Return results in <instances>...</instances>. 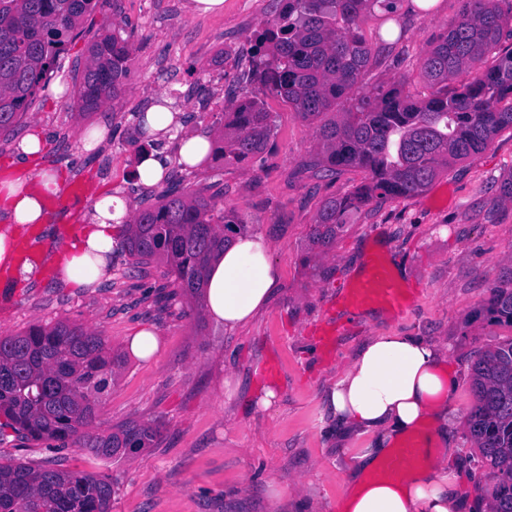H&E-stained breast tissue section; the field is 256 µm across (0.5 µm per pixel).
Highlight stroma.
Instances as JSON below:
<instances>
[{"instance_id": "1", "label": "stroma", "mask_w": 512, "mask_h": 512, "mask_svg": "<svg viewBox=\"0 0 512 512\" xmlns=\"http://www.w3.org/2000/svg\"><path fill=\"white\" fill-rule=\"evenodd\" d=\"M188 0H118L88 14L61 56V70L40 90L14 131L0 134V170L11 167L22 137L42 140L31 170L49 169L84 194L62 193L54 223L82 222L98 195L111 192L130 214L155 203L167 182L145 186L135 178L145 139L136 122L159 95L185 115L187 132L218 140L232 97L258 94L243 77L247 40L272 19L273 0H224L216 15H193ZM458 12L457 0H436L425 11L395 19L366 14L368 43L386 37L392 46L371 60L364 80L386 87L402 82L424 96L422 57ZM130 37V79L114 105L80 112L75 92L91 39L108 23ZM62 86L54 95V86ZM274 121L273 146L249 162L228 165L211 155L202 166L179 168L174 140H165L169 170L190 191L222 193L249 233L266 237L280 274L267 308L237 331L197 313L194 298L156 301L160 264L136 267L127 254L112 257V276L86 289L53 280V265L40 256L43 277H0V336L30 325L65 322L101 333L126 361L99 412L105 427L127 421L157 425L158 439L132 456L102 457L60 449L52 441H28L0 430V463L35 468L52 462L111 480L110 512H337L350 469L367 439L336 438L328 430L326 392L357 347L372 336L404 332L448 345L459 374L449 407L460 456L469 472L461 489L477 498L483 471L467 429L474 397L471 366L478 351L512 336V328L488 322L483 308L489 286L512 265V202L500 187L512 178V130L483 152L454 164L423 193L364 206L328 256L308 259V234L322 203L354 191L362 179L352 170L323 175L314 128L279 98L267 96ZM108 123L102 147L83 149L79 127ZM400 263L395 276L409 304L391 311L382 301L353 303L371 262ZM156 332L149 361L127 354L140 329ZM334 333L331 346L319 342ZM275 399L261 409L266 391Z\"/></svg>"}]
</instances>
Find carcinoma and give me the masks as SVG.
Segmentation results:
<instances>
[{
    "instance_id": "cac0c4a2",
    "label": "carcinoma",
    "mask_w": 512,
    "mask_h": 512,
    "mask_svg": "<svg viewBox=\"0 0 512 512\" xmlns=\"http://www.w3.org/2000/svg\"><path fill=\"white\" fill-rule=\"evenodd\" d=\"M400 0H278L276 17L250 40L246 79L316 124L317 165L330 175L365 173L347 196L321 206L309 249L326 254L351 214L375 199L424 191L455 163L482 152L512 129V0H458L456 19L422 59L431 89L416 98L404 85L369 86L362 75L374 48L360 20ZM100 0H0V132L16 127L33 96L60 66L73 31ZM76 90L79 110L93 112L124 91L131 45L105 30L87 46ZM273 132L265 101L254 95L224 113L218 153L245 163L262 153ZM245 225L214 197L177 189L158 197L125 225L118 245L132 264L165 266L171 286L201 298L211 261ZM486 318L512 327V266L490 287ZM119 357L100 334L81 325L34 324L0 336V426L26 440L87 448L103 456L148 448L159 428L97 422ZM468 413L477 463L476 485L491 512H512V338L482 351L471 374ZM112 482L81 470L0 463V512H109Z\"/></svg>"
}]
</instances>
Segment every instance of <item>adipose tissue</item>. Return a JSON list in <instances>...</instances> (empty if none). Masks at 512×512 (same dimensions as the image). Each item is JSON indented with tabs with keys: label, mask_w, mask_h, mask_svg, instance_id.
<instances>
[{
	"label": "adipose tissue",
	"mask_w": 512,
	"mask_h": 512,
	"mask_svg": "<svg viewBox=\"0 0 512 512\" xmlns=\"http://www.w3.org/2000/svg\"><path fill=\"white\" fill-rule=\"evenodd\" d=\"M42 150L39 137L23 138L16 167L0 172V263L13 261L12 241L24 226L44 220V200L62 183L49 171L29 172L28 159ZM130 217L124 200L100 195L85 222L58 257L59 275L81 288L95 287L112 272V250ZM279 287L271 245L259 235L237 236L209 266L204 312L232 331L264 310ZM458 385L448 348L400 332L366 339L327 391V409L337 434L360 431L368 438L358 467L345 482L340 512H472L459 487L448 401ZM421 437L425 467L400 480L372 474L404 437Z\"/></svg>",
	"instance_id": "obj_1"
}]
</instances>
